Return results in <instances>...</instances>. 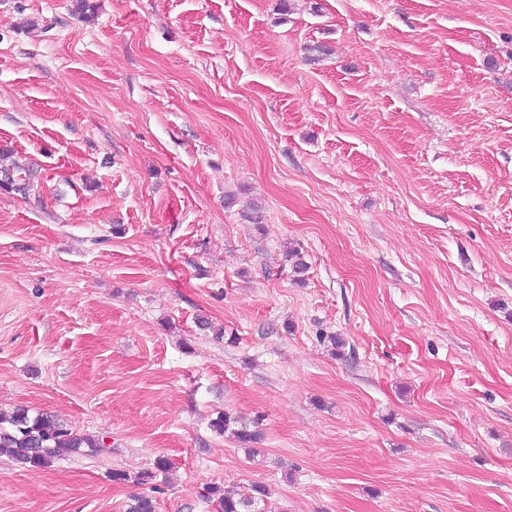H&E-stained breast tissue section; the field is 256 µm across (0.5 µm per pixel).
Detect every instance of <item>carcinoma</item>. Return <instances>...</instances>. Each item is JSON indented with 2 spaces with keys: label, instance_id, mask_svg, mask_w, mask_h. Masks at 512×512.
<instances>
[{
  "label": "carcinoma",
  "instance_id": "obj_1",
  "mask_svg": "<svg viewBox=\"0 0 512 512\" xmlns=\"http://www.w3.org/2000/svg\"><path fill=\"white\" fill-rule=\"evenodd\" d=\"M11 154V149L0 146V190L18 193L25 199L39 197L36 172L8 162ZM232 423L234 420L222 413L211 426L220 435L230 433L245 448L260 440L259 429L246 425L233 428ZM107 452L104 438L80 434L48 413L32 415L25 408L10 414L0 413V458L5 457L24 469H40L63 459H96ZM168 468V460L161 457L155 461L152 471H143L133 477L125 472H114L112 480L121 482L132 478L134 482L144 484ZM211 494L218 496L220 512H265L269 492L267 486L254 484L245 493H226L216 486L211 489Z\"/></svg>",
  "mask_w": 512,
  "mask_h": 512
}]
</instances>
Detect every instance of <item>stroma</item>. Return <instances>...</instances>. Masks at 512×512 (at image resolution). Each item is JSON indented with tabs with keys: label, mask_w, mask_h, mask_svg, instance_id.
Wrapping results in <instances>:
<instances>
[{
	"label": "stroma",
	"mask_w": 512,
	"mask_h": 512,
	"mask_svg": "<svg viewBox=\"0 0 512 512\" xmlns=\"http://www.w3.org/2000/svg\"><path fill=\"white\" fill-rule=\"evenodd\" d=\"M91 2L0 0V411L110 451L0 512H512V0ZM12 150L0 146V190L20 194L24 199L34 196L40 202L39 180L32 169H20L14 163H7ZM226 413L219 414L212 422L211 426L213 430L220 435H224L230 431L231 436L234 440L245 448H250V444L258 443L260 440V431L257 429L258 422H254L253 429H250L247 425H240L239 427L232 428L230 424L236 423ZM218 495L220 512H265L269 492L266 485L254 484L247 492L240 494L226 493L220 487H213L210 492Z\"/></svg>",
	"instance_id": "1"
}]
</instances>
